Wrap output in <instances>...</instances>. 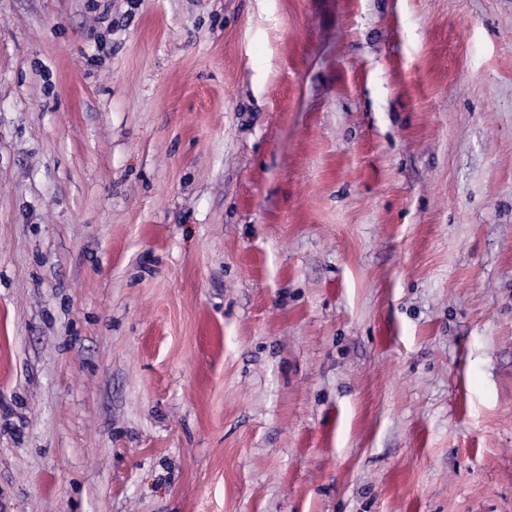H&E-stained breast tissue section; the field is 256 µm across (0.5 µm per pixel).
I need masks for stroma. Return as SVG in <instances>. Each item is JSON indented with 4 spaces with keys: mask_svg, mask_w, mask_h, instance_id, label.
I'll list each match as a JSON object with an SVG mask.
<instances>
[{
    "mask_svg": "<svg viewBox=\"0 0 512 512\" xmlns=\"http://www.w3.org/2000/svg\"><path fill=\"white\" fill-rule=\"evenodd\" d=\"M0 512H512V0H0Z\"/></svg>",
    "mask_w": 512,
    "mask_h": 512,
    "instance_id": "obj_1",
    "label": "stroma"
}]
</instances>
